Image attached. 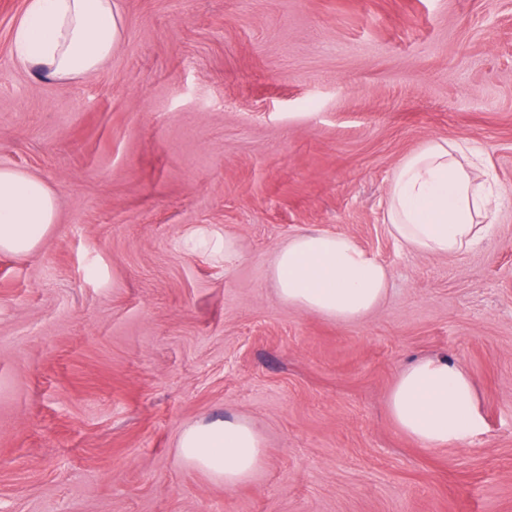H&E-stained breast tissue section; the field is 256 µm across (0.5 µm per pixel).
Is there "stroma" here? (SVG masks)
Instances as JSON below:
<instances>
[{
    "label": "stroma",
    "instance_id": "1",
    "mask_svg": "<svg viewBox=\"0 0 512 512\" xmlns=\"http://www.w3.org/2000/svg\"><path fill=\"white\" fill-rule=\"evenodd\" d=\"M0 0V167L57 219L0 253V512H512V205L460 257L401 246L394 168L465 139L512 192V0H120V45L59 85L19 67ZM207 224L241 250L188 253ZM343 233L389 271L369 319L281 302L274 250ZM444 356L482 429L424 448L387 413ZM250 421L233 489L182 463L189 425Z\"/></svg>",
    "mask_w": 512,
    "mask_h": 512
}]
</instances>
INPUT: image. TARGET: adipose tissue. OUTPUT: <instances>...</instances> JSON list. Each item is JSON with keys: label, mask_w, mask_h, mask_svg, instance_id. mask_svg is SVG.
Returning a JSON list of instances; mask_svg holds the SVG:
<instances>
[{"label": "adipose tissue", "mask_w": 512, "mask_h": 512, "mask_svg": "<svg viewBox=\"0 0 512 512\" xmlns=\"http://www.w3.org/2000/svg\"><path fill=\"white\" fill-rule=\"evenodd\" d=\"M118 0H26L14 31L17 63L66 84L94 74L122 38ZM479 149L466 140L433 138L407 155L388 185L384 221L409 250L456 257L480 247L493 218L512 200L480 168ZM57 218L54 192L39 178L0 168V251L34 252ZM270 276L280 301L339 323L366 320L387 294L389 273L354 238L307 231L274 251ZM390 419L424 448H445L482 427L471 378L441 357L403 368L387 402ZM182 461L231 489L262 466L264 440L247 420L229 416L186 427Z\"/></svg>", "instance_id": "ef3b65f1"}]
</instances>
